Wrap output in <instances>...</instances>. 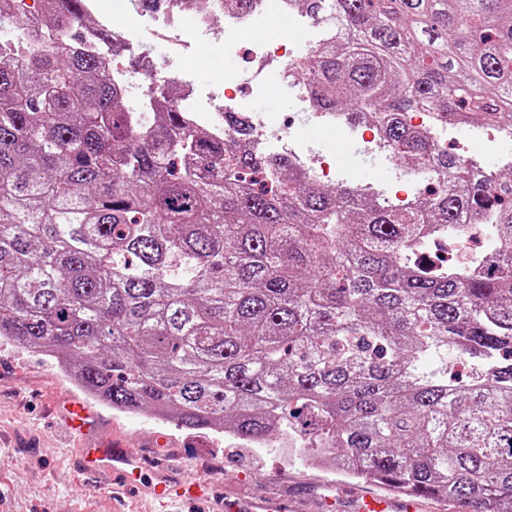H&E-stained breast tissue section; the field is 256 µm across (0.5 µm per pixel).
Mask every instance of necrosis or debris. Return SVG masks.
Returning <instances> with one entry per match:
<instances>
[{
    "mask_svg": "<svg viewBox=\"0 0 512 512\" xmlns=\"http://www.w3.org/2000/svg\"><path fill=\"white\" fill-rule=\"evenodd\" d=\"M86 2L88 14L110 31L106 39L96 34L89 35L86 39L87 47L108 63L119 52H132L136 55L132 73L116 68L112 74L115 83L130 87L131 103L139 110L148 109L153 100L171 84L179 88L182 97L194 98L196 85L191 76L180 68V61L191 55L201 40L222 46L224 55L238 53L247 28V16L234 12L225 13L223 25H213L212 9L207 0H163L158 11L153 13L143 11L139 0H112V7L108 10L103 8L100 0ZM150 26L168 34L173 45L172 58L178 63L177 68L168 69L167 78L163 81L155 80L154 75L160 65L152 46L140 36L141 29ZM273 78L282 82L295 81L292 52L276 42H252L247 74L232 72L216 77L215 92L207 107L192 112L193 123L205 128L216 138H224L225 113L241 115L245 112L239 102V89L243 80H251L254 86L262 87ZM298 102L302 106L298 125H285L274 119L254 121L251 147L259 153L288 155L297 165L308 168L312 179L321 183L330 179L336 170V162L318 140L295 139L294 128L318 127L321 118L320 113L310 111L307 107L306 96H299Z\"/></svg>",
    "mask_w": 512,
    "mask_h": 512,
    "instance_id": "4bbe7bcc",
    "label": "necrosis or debris"
}]
</instances>
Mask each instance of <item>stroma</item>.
<instances>
[{
	"mask_svg": "<svg viewBox=\"0 0 512 512\" xmlns=\"http://www.w3.org/2000/svg\"><path fill=\"white\" fill-rule=\"evenodd\" d=\"M201 98H208L215 70L242 72L245 55L224 57L202 50L186 61ZM283 86L271 82L264 90L243 85L240 95L250 111L263 117L284 119L299 110L296 96H283ZM345 118L318 128V140L332 144L337 180L356 174L380 195L402 176L393 163L367 169L353 165L342 133ZM483 132L457 127L449 147L468 146L469 157L479 165L505 169L512 166V141L502 142L492 153L479 145ZM79 389L54 360L33 349L0 341V435L10 445H0V512H146L136 491L112 482L103 474L80 469L78 451L83 444L108 443L169 463L190 461L191 476L212 481L217 497L242 499L268 495L290 497L299 512H323L320 499L335 495L334 512H353L356 492L372 491V484L346 480L339 473L309 468L294 448L271 441L263 448H243L229 438L207 430H186L174 422L146 413H122L95 404L96 430L86 438L71 435L54 414L56 402L79 396Z\"/></svg>",
	"mask_w": 512,
	"mask_h": 512,
	"instance_id": "obj_1",
	"label": "stroma"
}]
</instances>
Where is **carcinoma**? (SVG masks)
I'll list each match as a JSON object with an SVG mask.
<instances>
[{
    "label": "carcinoma",
    "mask_w": 512,
    "mask_h": 512,
    "mask_svg": "<svg viewBox=\"0 0 512 512\" xmlns=\"http://www.w3.org/2000/svg\"><path fill=\"white\" fill-rule=\"evenodd\" d=\"M44 2L0 0V339L116 411L512 512V175L407 120L512 126V0H286L332 30L312 107L446 179L405 210L212 141L174 87L133 112L78 50L83 0Z\"/></svg>",
    "instance_id": "carcinoma-1"
}]
</instances>
